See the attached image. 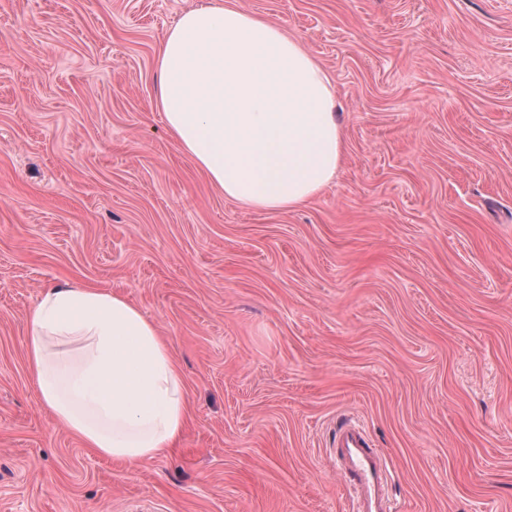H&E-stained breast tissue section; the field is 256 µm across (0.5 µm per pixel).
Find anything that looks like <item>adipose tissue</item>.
Segmentation results:
<instances>
[{
  "instance_id": "adipose-tissue-1",
  "label": "adipose tissue",
  "mask_w": 512,
  "mask_h": 512,
  "mask_svg": "<svg viewBox=\"0 0 512 512\" xmlns=\"http://www.w3.org/2000/svg\"><path fill=\"white\" fill-rule=\"evenodd\" d=\"M157 66L167 129L225 199L292 209L335 178L344 156L335 88L282 27L208 0L169 30ZM25 347L42 404L87 447L134 465L178 446L181 369L154 321L122 295L50 287L28 313Z\"/></svg>"
}]
</instances>
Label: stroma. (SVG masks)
Instances as JSON below:
<instances>
[{"label":"stroma","instance_id":"obj_1","mask_svg":"<svg viewBox=\"0 0 512 512\" xmlns=\"http://www.w3.org/2000/svg\"><path fill=\"white\" fill-rule=\"evenodd\" d=\"M204 0H0V512H349L337 425L402 512H512V0H238L343 112L307 204L224 199L156 107ZM88 283L181 366L175 451L135 467L58 427L26 317Z\"/></svg>","mask_w":512,"mask_h":512}]
</instances>
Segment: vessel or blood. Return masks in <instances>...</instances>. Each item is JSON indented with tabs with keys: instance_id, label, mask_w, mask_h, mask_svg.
I'll return each instance as SVG.
<instances>
[{
	"instance_id": "obj_1",
	"label": "vessel or blood",
	"mask_w": 512,
	"mask_h": 512,
	"mask_svg": "<svg viewBox=\"0 0 512 512\" xmlns=\"http://www.w3.org/2000/svg\"><path fill=\"white\" fill-rule=\"evenodd\" d=\"M334 454L345 478L351 512H400L389 494L391 473L387 458L381 449L372 446L360 423L341 424Z\"/></svg>"
}]
</instances>
